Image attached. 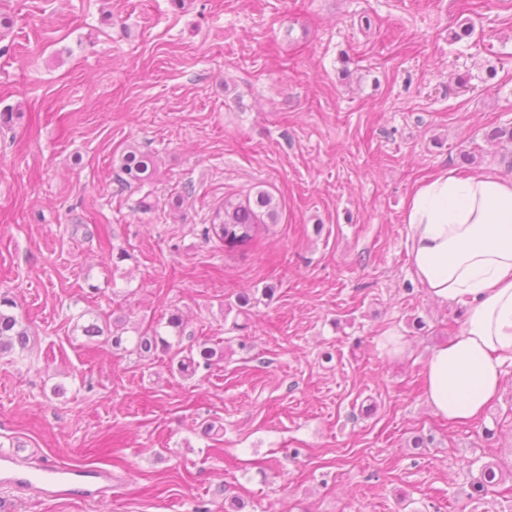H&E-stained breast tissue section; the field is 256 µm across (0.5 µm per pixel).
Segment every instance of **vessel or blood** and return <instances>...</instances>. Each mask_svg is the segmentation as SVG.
<instances>
[{
	"label": "vessel or blood",
	"instance_id": "1",
	"mask_svg": "<svg viewBox=\"0 0 512 512\" xmlns=\"http://www.w3.org/2000/svg\"><path fill=\"white\" fill-rule=\"evenodd\" d=\"M16 449L0 448V487L15 491H33L54 498L82 496L104 498L112 493V474L108 471L84 472L65 464L47 465L38 482H31L19 466Z\"/></svg>",
	"mask_w": 512,
	"mask_h": 512
}]
</instances>
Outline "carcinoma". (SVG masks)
<instances>
[{"mask_svg": "<svg viewBox=\"0 0 512 512\" xmlns=\"http://www.w3.org/2000/svg\"><path fill=\"white\" fill-rule=\"evenodd\" d=\"M120 179L130 185H141L152 180L155 175L154 158L136 147H131L121 158ZM278 217V206L272 196L264 191L256 197L242 198L230 194L224 196V202L215 208L205 235L217 239L227 250H234L250 244L262 226L274 224ZM14 302L8 296L0 297V353L11 352L15 347L25 348L28 341L27 330L11 312ZM170 350L171 343L164 338L158 328L151 327L137 336L134 350L140 354L157 349ZM224 359V347L208 342L200 343L196 350L177 361V370L192 375L200 366L208 367Z\"/></svg>", "mask_w": 512, "mask_h": 512, "instance_id": "1", "label": "carcinoma"}]
</instances>
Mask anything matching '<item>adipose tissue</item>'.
<instances>
[{
    "mask_svg": "<svg viewBox=\"0 0 512 512\" xmlns=\"http://www.w3.org/2000/svg\"><path fill=\"white\" fill-rule=\"evenodd\" d=\"M404 222L415 279L466 305L460 334L424 363L426 401L448 420L477 418L512 361V179L440 172L412 192Z\"/></svg>",
    "mask_w": 512,
    "mask_h": 512,
    "instance_id": "ef3b65f1",
    "label": "adipose tissue"
}]
</instances>
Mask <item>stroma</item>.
I'll return each instance as SVG.
<instances>
[{"instance_id": "1", "label": "stroma", "mask_w": 512, "mask_h": 512, "mask_svg": "<svg viewBox=\"0 0 512 512\" xmlns=\"http://www.w3.org/2000/svg\"><path fill=\"white\" fill-rule=\"evenodd\" d=\"M1 112L0 293L30 341L0 354V448L114 480L0 512H512V364L480 419L431 410L423 363L465 310L414 279L404 222L440 171L512 178L487 138L512 0H0ZM261 190L276 223L205 237ZM174 313L223 361L183 377L81 331L170 339ZM119 175L126 185L150 182L155 175L154 158L137 147H130L121 158ZM278 206L272 196L259 191L255 199L250 196L225 195L224 202L215 208L205 235L224 243L226 250L250 244L262 226L276 223Z\"/></svg>"}]
</instances>
